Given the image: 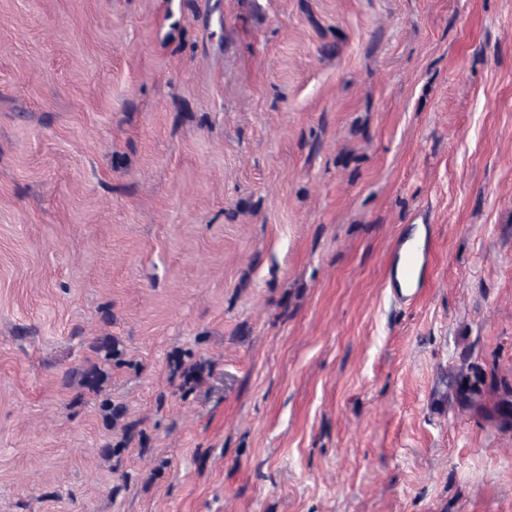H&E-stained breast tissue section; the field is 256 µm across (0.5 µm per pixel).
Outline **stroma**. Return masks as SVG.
Returning <instances> with one entry per match:
<instances>
[{"instance_id": "obj_1", "label": "stroma", "mask_w": 512, "mask_h": 512, "mask_svg": "<svg viewBox=\"0 0 512 512\" xmlns=\"http://www.w3.org/2000/svg\"><path fill=\"white\" fill-rule=\"evenodd\" d=\"M466 353L512 379V0H0V512H512ZM91 350L97 355L100 362L88 363L85 367L73 371L72 378L79 375V385L98 397L102 396L101 408L106 413V419L112 421L113 425L120 426L122 437L120 441L106 443L102 446V452L106 455L119 458L128 445L136 436L142 441L144 432L139 430L140 421L128 420L127 409L123 403H116L111 400L105 391V383L109 377V368H121L127 366L125 353L121 341L116 336L105 334L97 336ZM191 358L189 353H175L169 357L170 370L179 379L177 390L184 397L193 392L211 372L205 363L192 362Z\"/></svg>"}]
</instances>
